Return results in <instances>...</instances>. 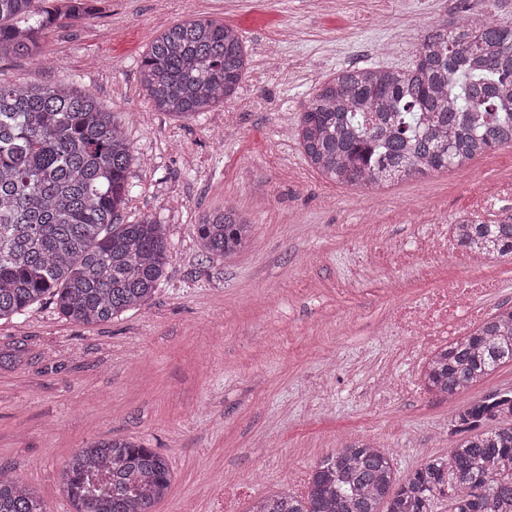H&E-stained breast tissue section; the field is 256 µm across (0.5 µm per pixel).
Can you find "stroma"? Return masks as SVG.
Masks as SVG:
<instances>
[{"mask_svg": "<svg viewBox=\"0 0 512 512\" xmlns=\"http://www.w3.org/2000/svg\"><path fill=\"white\" fill-rule=\"evenodd\" d=\"M91 21L52 28L54 62L0 59V82L59 80L94 91L140 161L123 222L165 224L171 261L152 299L112 321L79 325L51 300L0 322V466L52 512H70L58 472L102 438L141 441L169 458L173 481L155 512H244L248 498L289 486L355 436L392 455L398 475L448 454V419L463 403L512 389V365L448 401L411 388L415 368L390 316L448 280L495 288L484 312L512 304V258L428 251L435 225L512 213V147L462 169L390 184L383 194L328 182L305 162L294 127L305 96L349 66H412L436 16L477 0H100ZM190 16L240 30L250 68L235 100L192 121L155 111L139 84L145 51ZM232 202L254 225L246 249L207 260L195 222ZM247 478L228 495L224 474Z\"/></svg>", "mask_w": 512, "mask_h": 512, "instance_id": "obj_1", "label": "stroma"}]
</instances>
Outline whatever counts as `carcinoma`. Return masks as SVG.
<instances>
[{
    "label": "carcinoma",
    "instance_id": "obj_1",
    "mask_svg": "<svg viewBox=\"0 0 512 512\" xmlns=\"http://www.w3.org/2000/svg\"><path fill=\"white\" fill-rule=\"evenodd\" d=\"M96 16L91 0H0V58L39 59L42 34ZM242 35L208 17L163 31L141 62L154 108L192 120L233 99L248 70ZM305 162L336 184L380 190L428 173L466 167L512 147V22L441 18L425 31L412 67L340 69L304 101L294 131ZM138 160L132 142L97 96L61 80L0 83V321L51 299L66 319L110 321L146 304L170 263L165 225L152 216L121 223ZM464 250L512 257V214L452 225ZM208 259L235 256L252 222L233 206L199 216ZM512 363V306L435 353L428 389L456 396ZM459 437L398 478L382 447L354 441L312 469L304 495L273 492L247 512H512V390L459 406ZM70 512H153L172 471L154 448L125 439L77 449L60 471ZM0 512H50L0 468Z\"/></svg>",
    "mask_w": 512,
    "mask_h": 512
}]
</instances>
